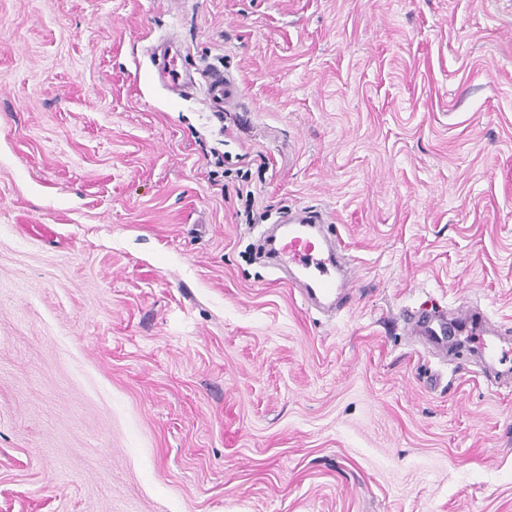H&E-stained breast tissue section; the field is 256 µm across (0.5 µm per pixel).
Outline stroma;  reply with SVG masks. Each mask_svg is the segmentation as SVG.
I'll use <instances>...</instances> for the list:
<instances>
[{
    "instance_id": "obj_1",
    "label": "stroma",
    "mask_w": 512,
    "mask_h": 512,
    "mask_svg": "<svg viewBox=\"0 0 512 512\" xmlns=\"http://www.w3.org/2000/svg\"><path fill=\"white\" fill-rule=\"evenodd\" d=\"M305 207L347 312L250 251ZM464 299L512 329V0H0V512H512V357L401 318ZM204 87L208 100L222 110L235 107L242 96L241 87L234 76L218 67L207 69ZM405 322L411 335L422 336L433 346H444L448 335V318L435 314H406Z\"/></svg>"
}]
</instances>
